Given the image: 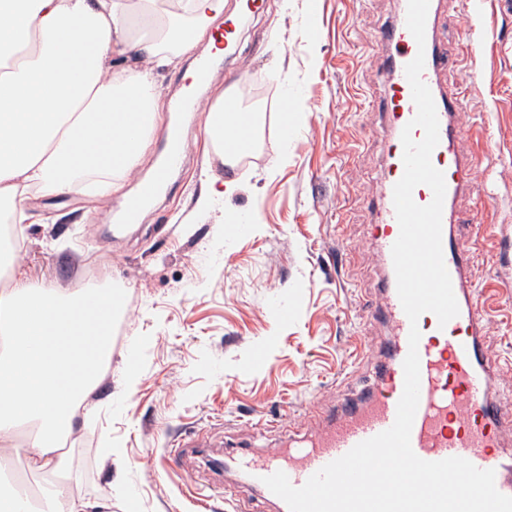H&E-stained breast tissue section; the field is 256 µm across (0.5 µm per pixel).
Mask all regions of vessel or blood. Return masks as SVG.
Segmentation results:
<instances>
[{"mask_svg":"<svg viewBox=\"0 0 512 512\" xmlns=\"http://www.w3.org/2000/svg\"><path fill=\"white\" fill-rule=\"evenodd\" d=\"M437 9L436 0H431L424 45H417L402 16L381 28L376 40L391 48L383 67L387 95L381 112L386 125L397 134L416 113L405 67L417 52L425 54L422 79L433 95L439 119V144L431 161L444 174V201L449 204L471 178L474 165L460 155L452 123L453 116L464 108L466 91L457 85L444 88L439 82L440 76L449 70V57L435 36ZM182 157L179 140H172L165 161L127 200L120 223L136 221L180 166ZM399 232L393 198L385 196L376 226L378 256L384 264L392 262L391 249ZM442 247L459 314L443 327L430 312L420 315L414 324L421 333L420 400L411 430V446L426 461L462 457L477 468L494 470L498 491L512 496V472L505 470L499 453L500 432L512 426V404L505 405L491 397L494 378L511 373L512 361L493 357L481 342L489 306L485 292L474 283L475 242L446 228L442 231ZM381 317L393 331L395 347L388 363L377 374L370 398L358 407L352 398L346 397L339 405L310 410V417L322 425L320 435L296 441L285 455L271 453L260 459L244 460L242 466L252 482L281 471L293 486H302L322 467L393 425L404 389L403 361L409 348V330L414 326L403 311L395 281L387 283L386 309Z\"/></svg>","mask_w":512,"mask_h":512,"instance_id":"1","label":"vessel or blood"}]
</instances>
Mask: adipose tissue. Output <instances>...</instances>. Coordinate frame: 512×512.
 I'll list each match as a JSON object with an SVG mask.
<instances>
[{
	"label": "adipose tissue",
	"instance_id": "ef3b65f1",
	"mask_svg": "<svg viewBox=\"0 0 512 512\" xmlns=\"http://www.w3.org/2000/svg\"><path fill=\"white\" fill-rule=\"evenodd\" d=\"M223 13L224 0H0V205L11 223H30L35 192L119 191L163 119L159 71L178 69ZM231 98L227 89L207 106L206 137L220 154L256 139L262 123L248 110L225 130ZM0 271V454L53 475L39 512H94L55 476L97 386L92 360L112 358L113 294L87 307L13 250H0Z\"/></svg>",
	"mask_w": 512,
	"mask_h": 512
}]
</instances>
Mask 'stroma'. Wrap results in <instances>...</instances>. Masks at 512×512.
I'll return each mask as SVG.
<instances>
[{"mask_svg": "<svg viewBox=\"0 0 512 512\" xmlns=\"http://www.w3.org/2000/svg\"><path fill=\"white\" fill-rule=\"evenodd\" d=\"M320 2L317 48L309 46L304 0H263L258 13L243 15L233 51L214 64L204 102L229 86L261 95L253 159L225 166L206 142L204 112H189L180 119L190 145L184 163L136 223L119 228L114 217L152 173L164 123L121 191L93 203L78 193L29 202L31 213L57 217L16 237L33 274L65 295L95 279L125 294L112 318V363L91 396L93 411L79 417L83 431L67 445L71 486L92 502L111 498L112 512H281L282 502L238 469V456L284 447L285 426L310 434V405L363 392L387 359L392 331L368 316L386 301L373 226L394 143L377 110L389 49L375 35L397 19L400 0ZM475 2L472 11L465 0L438 2L437 34L449 49L467 26L486 31L478 54L448 72L470 88L459 150L471 156L488 147L453 210L493 226L477 253L480 280L512 295V59L498 42L512 34V16L495 0ZM289 108L308 118L273 169L269 155ZM205 168L237 190L199 213ZM245 223L250 233L237 235ZM181 433L226 446L169 459ZM107 448L120 449L116 463ZM218 480L226 495L197 504L198 491ZM113 483L121 492L112 497Z\"/></svg>", "mask_w": 512, "mask_h": 512, "instance_id": "35a3bbf8", "label": "stroma"}]
</instances>
